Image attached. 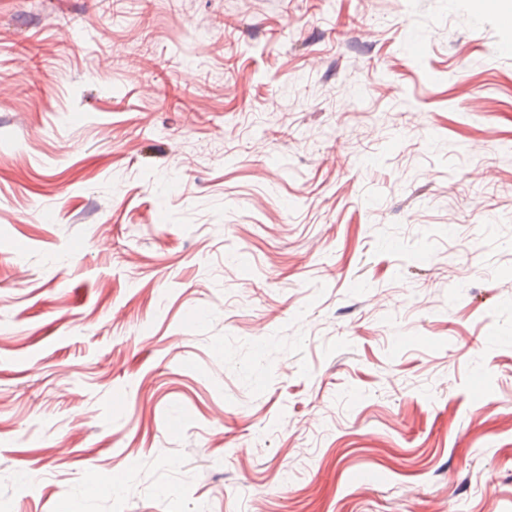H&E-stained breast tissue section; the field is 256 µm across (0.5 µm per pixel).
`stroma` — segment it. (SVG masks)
I'll list each match as a JSON object with an SVG mask.
<instances>
[{"label":"stroma","instance_id":"35a3bbf8","mask_svg":"<svg viewBox=\"0 0 512 512\" xmlns=\"http://www.w3.org/2000/svg\"><path fill=\"white\" fill-rule=\"evenodd\" d=\"M510 11L0 0V512H512Z\"/></svg>","mask_w":512,"mask_h":512}]
</instances>
